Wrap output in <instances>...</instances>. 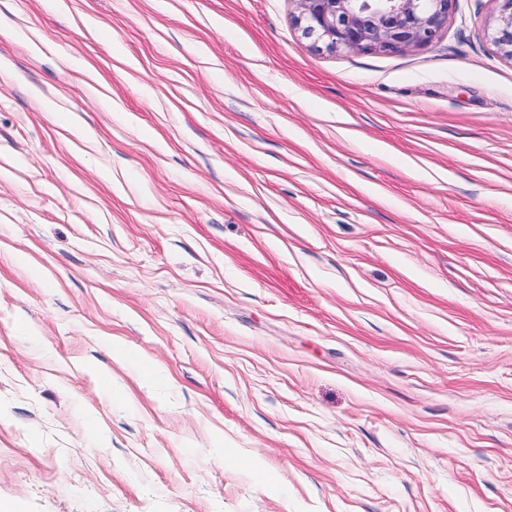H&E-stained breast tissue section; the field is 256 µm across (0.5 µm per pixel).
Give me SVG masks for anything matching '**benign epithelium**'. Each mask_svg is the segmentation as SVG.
I'll return each instance as SVG.
<instances>
[{"mask_svg":"<svg viewBox=\"0 0 512 512\" xmlns=\"http://www.w3.org/2000/svg\"><path fill=\"white\" fill-rule=\"evenodd\" d=\"M295 24L317 51L392 53L436 42L454 0H292ZM491 40L512 59V0H497Z\"/></svg>","mask_w":512,"mask_h":512,"instance_id":"7a95c632","label":"benign epithelium"}]
</instances>
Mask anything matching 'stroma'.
Returning a JSON list of instances; mask_svg holds the SVG:
<instances>
[{
  "instance_id": "1",
  "label": "stroma",
  "mask_w": 512,
  "mask_h": 512,
  "mask_svg": "<svg viewBox=\"0 0 512 512\" xmlns=\"http://www.w3.org/2000/svg\"><path fill=\"white\" fill-rule=\"evenodd\" d=\"M498 7L374 54L292 0H0V502L512 512Z\"/></svg>"
}]
</instances>
